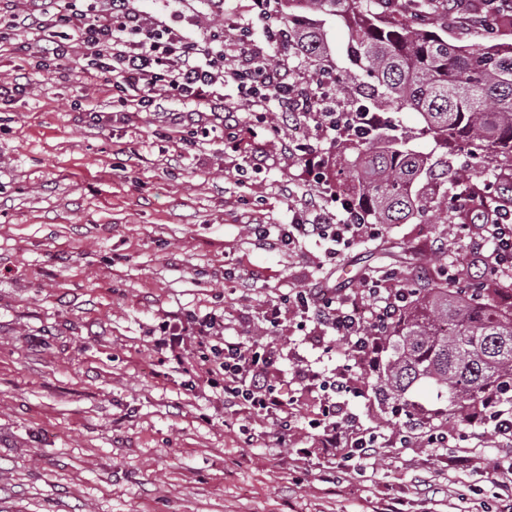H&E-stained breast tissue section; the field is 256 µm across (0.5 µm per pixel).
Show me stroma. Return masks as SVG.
Returning <instances> with one entry per match:
<instances>
[{
    "label": "stroma",
    "instance_id": "1",
    "mask_svg": "<svg viewBox=\"0 0 512 512\" xmlns=\"http://www.w3.org/2000/svg\"><path fill=\"white\" fill-rule=\"evenodd\" d=\"M251 0H137L144 15L182 25L190 37L223 34L238 22L265 58L287 53L288 27L252 9ZM26 74L28 87L0 111V512H371L399 498L404 512H471L493 502L491 440L450 444L468 472L446 469L439 455L397 447L399 428L373 382L349 410L359 425L393 441L377 461L354 459L343 484L319 479L325 459H298L310 445L304 419L279 447L272 425L225 413L222 396L163 361L158 325L172 313L227 310L225 333L263 334L264 299L301 288L352 291L367 274L405 271L408 287L437 274L443 254L469 248L448 236L454 212L384 224L376 237L329 259L330 242L302 239L261 249L253 224H287L300 206L307 173L299 145L333 151L313 127L267 112L257 141L262 168L217 138L185 148L157 115L114 102L112 83L38 71L0 49V83ZM378 124L413 137L417 150L467 169L478 189L512 184V165L489 169L470 155L415 138L421 117L376 111ZM260 275L264 295L247 302L232 281ZM281 343L298 362L332 375L343 363L330 333L298 330L282 314Z\"/></svg>",
    "mask_w": 512,
    "mask_h": 512
}]
</instances>
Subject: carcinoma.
Returning a JSON list of instances; mask_svg holds the SVG:
<instances>
[{
    "instance_id": "cac0c4a2",
    "label": "carcinoma",
    "mask_w": 512,
    "mask_h": 512,
    "mask_svg": "<svg viewBox=\"0 0 512 512\" xmlns=\"http://www.w3.org/2000/svg\"><path fill=\"white\" fill-rule=\"evenodd\" d=\"M305 10L347 30L353 68L337 77V95L361 100L328 166L353 183L350 200L369 224H406L448 207V163L409 147L373 119V108L421 115L418 136L477 155L488 165L512 162V43L467 45L448 31L388 19L374 0H301ZM290 41L305 60L327 61L322 24L294 28ZM428 191L416 189L421 180ZM387 359L377 377L384 398L408 403L407 390L425 379L448 394V423L466 424L491 393L512 386V303L491 295L479 276L456 287L448 279L416 288L383 333Z\"/></svg>"
}]
</instances>
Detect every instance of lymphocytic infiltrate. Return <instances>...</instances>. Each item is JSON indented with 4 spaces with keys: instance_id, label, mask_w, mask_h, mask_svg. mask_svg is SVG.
Segmentation results:
<instances>
[{
    "instance_id": "lymphocytic-infiltrate-1",
    "label": "lymphocytic infiltrate",
    "mask_w": 512,
    "mask_h": 512,
    "mask_svg": "<svg viewBox=\"0 0 512 512\" xmlns=\"http://www.w3.org/2000/svg\"><path fill=\"white\" fill-rule=\"evenodd\" d=\"M449 19L494 33L500 20L512 14V0H435ZM34 55L40 70L57 73L78 60L84 74L94 79L107 74L118 98L138 112L165 113L168 126L182 128L205 118L204 130L215 134L238 123L226 108L224 91L234 88L252 111L277 106L281 112L311 120L318 133L335 130L344 110L332 103L329 114H320V95L303 85L288 60L269 65L244 38L218 42L191 38L181 26L161 18L144 17L135 0H33L27 15H11L0 22V45ZM179 104L176 112H164V103ZM303 164L312 181L321 184L320 198H303L291 223L271 231L253 227L258 246L279 250L302 238H319L347 245L376 234L375 225L363 223L348 200L324 188L326 160L310 148ZM486 235L491 249L479 262L500 280H512V213L495 209ZM408 301V290L396 277L365 278L351 294L325 288H304L288 300L308 321L329 330L342 343L341 371L323 377L312 365L293 374L292 389L271 382L285 353L275 334L281 325V308L269 303L265 313L266 336L246 341L224 334V318L213 312L190 313L164 319L155 341L158 351L177 365H191L188 344L204 349L203 383L221 390L224 407L231 413L257 417L272 425H286L299 412L302 396L312 401L313 448L299 449L300 457L318 453L329 456L320 479L336 480V473L353 459L382 457L385 444L361 426L350 423L344 397L354 387L353 376L370 366L377 340ZM393 417L403 431L405 448L439 451L447 447V428L432 425L429 417L407 408ZM482 436L497 440L504 450L495 469L499 512H512V389L487 397L470 418Z\"/></svg>"
}]
</instances>
